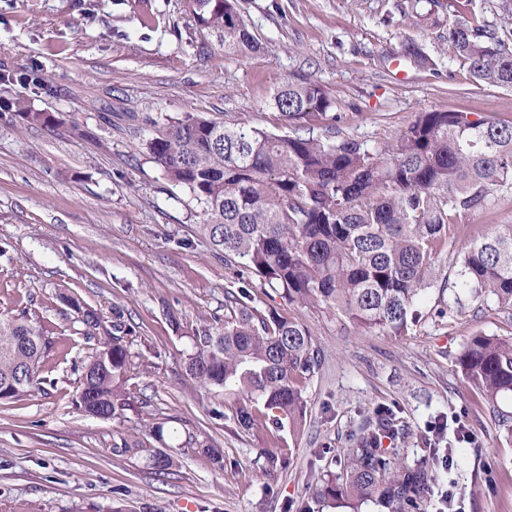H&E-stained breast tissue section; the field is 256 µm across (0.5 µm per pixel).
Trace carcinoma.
Listing matches in <instances>:
<instances>
[{
  "label": "carcinoma",
  "instance_id": "obj_1",
  "mask_svg": "<svg viewBox=\"0 0 512 512\" xmlns=\"http://www.w3.org/2000/svg\"><path fill=\"white\" fill-rule=\"evenodd\" d=\"M195 21L215 34L224 54L257 48L234 0H189ZM448 42L476 82L512 89V42L490 26L458 19ZM270 104L291 132L268 133L191 113L169 121L146 141L167 179L204 204L199 231L225 257L245 287L224 297V327L204 325L192 337L186 371L201 387L224 390V404L242 432L258 426L275 438L271 466L290 448L279 432L303 434L305 391L319 370L320 350L308 326L269 308L248 304L247 286L278 293L288 305H316L365 332L403 333L416 322L415 306L436 286L438 262L448 249L455 219L490 211L512 188V124L485 115L424 111L380 149L351 138L304 135L315 121L338 120L319 83L288 80ZM456 262L458 283L475 302L512 310V224H491L464 242ZM84 334L100 338L83 366L77 408L110 418L132 406L127 382L138 369L115 313L112 329L79 298L63 294ZM53 345L39 316L21 309L0 314V387L15 401L42 390V364ZM455 363L492 405L512 399V339L481 333ZM404 436L394 413L377 421L326 470L315 496L353 507L373 502L386 512H428L441 471L444 423L431 447L409 461L395 441ZM188 445L224 470V450L189 437ZM155 469L174 459L156 449Z\"/></svg>",
  "mask_w": 512,
  "mask_h": 512
}]
</instances>
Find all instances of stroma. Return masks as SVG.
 Masks as SVG:
<instances>
[{
  "label": "stroma",
  "instance_id": "1",
  "mask_svg": "<svg viewBox=\"0 0 512 512\" xmlns=\"http://www.w3.org/2000/svg\"><path fill=\"white\" fill-rule=\"evenodd\" d=\"M259 44L225 54L185 0H0V313L26 308L53 332L43 391L0 401V512H338L318 501L315 475L350 447L377 410L393 409L409 457L438 419L458 466L464 512H512V431L498 421L512 402L488 404L455 364L475 333L512 337V311L496 305L438 313L402 334H361L318 306H288L252 289L258 309L307 325L321 365L306 389L308 420L286 463L270 466L264 428L243 433L217 417L221 397L186 373L191 338L224 320L231 264L200 234L201 204L166 179L144 147L155 123L184 113L281 134L269 104L284 81L319 82L338 120L314 136L352 138L376 150L427 110L492 115L512 123V89L476 83L448 41L451 0H237ZM426 54L425 67L399 57ZM64 123H28L25 112ZM490 224H512V191L495 209L450 225L452 254ZM111 320L121 311L129 350L144 366L132 384L146 409L111 419L75 408L81 367L97 345L61 294ZM168 419L156 473L154 420ZM224 450L216 469L186 432ZM133 434L140 448L115 451Z\"/></svg>",
  "mask_w": 512,
  "mask_h": 512
}]
</instances>
